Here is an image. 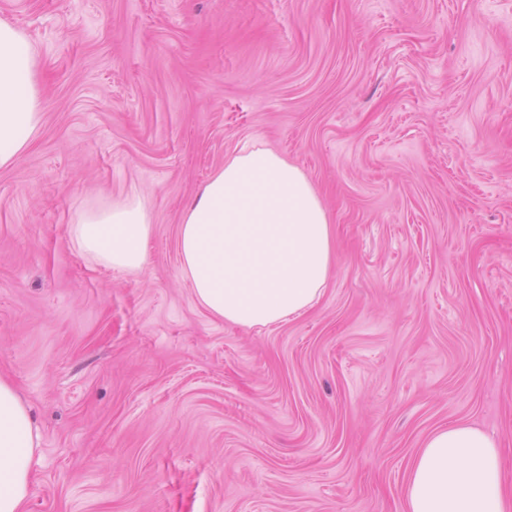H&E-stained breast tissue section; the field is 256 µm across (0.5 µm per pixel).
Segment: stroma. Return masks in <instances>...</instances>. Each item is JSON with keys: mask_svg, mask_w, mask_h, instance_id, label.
<instances>
[{"mask_svg": "<svg viewBox=\"0 0 512 512\" xmlns=\"http://www.w3.org/2000/svg\"><path fill=\"white\" fill-rule=\"evenodd\" d=\"M42 120L0 168V378L39 435L27 512H406L471 423L512 486V0H0ZM258 143L306 173L333 274L242 328L179 271L187 203ZM153 214L131 274L83 211Z\"/></svg>", "mask_w": 512, "mask_h": 512, "instance_id": "1", "label": "stroma"}]
</instances>
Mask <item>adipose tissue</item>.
I'll use <instances>...</instances> for the list:
<instances>
[{
    "instance_id": "ef3b65f1",
    "label": "adipose tissue",
    "mask_w": 512,
    "mask_h": 512,
    "mask_svg": "<svg viewBox=\"0 0 512 512\" xmlns=\"http://www.w3.org/2000/svg\"><path fill=\"white\" fill-rule=\"evenodd\" d=\"M38 57L0 20V168L28 149L41 122ZM153 217L135 195L79 216L80 248L112 267L147 263ZM180 273L212 316L264 327L301 315L332 276L328 212L297 165L255 144L225 159L184 209ZM38 436L23 401L0 378V512H26ZM406 512H512L498 443L459 423L433 431L409 472Z\"/></svg>"
}]
</instances>
